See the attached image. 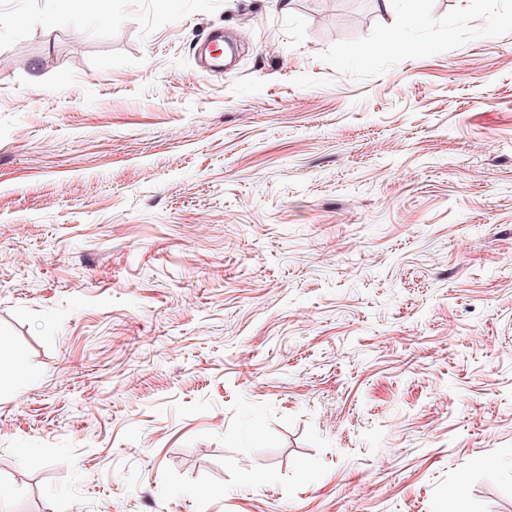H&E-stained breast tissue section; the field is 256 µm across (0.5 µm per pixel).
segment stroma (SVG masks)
Segmentation results:
<instances>
[{
    "instance_id": "1",
    "label": "stroma",
    "mask_w": 512,
    "mask_h": 512,
    "mask_svg": "<svg viewBox=\"0 0 512 512\" xmlns=\"http://www.w3.org/2000/svg\"><path fill=\"white\" fill-rule=\"evenodd\" d=\"M406 6L0 0V512H512V0Z\"/></svg>"
}]
</instances>
